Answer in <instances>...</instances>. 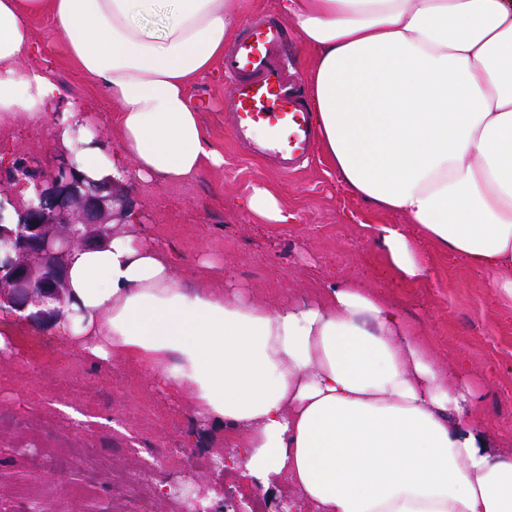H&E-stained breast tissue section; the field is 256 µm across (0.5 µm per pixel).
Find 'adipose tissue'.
I'll list each match as a JSON object with an SVG mask.
<instances>
[{"label": "adipose tissue", "instance_id": "adipose-tissue-1", "mask_svg": "<svg viewBox=\"0 0 512 512\" xmlns=\"http://www.w3.org/2000/svg\"><path fill=\"white\" fill-rule=\"evenodd\" d=\"M305 48L326 164L373 209L391 277L429 280L422 245L494 274L512 301V0H280ZM249 0H0V113L40 120L52 75L24 59L50 16L72 65L118 105L117 147L89 114L49 134L99 180L180 182L224 165L190 90ZM60 343L141 363L240 449L257 487L309 512H512V434L480 418L464 366L439 374L419 327L344 279L278 305L193 286L160 240L76 249Z\"/></svg>", "mask_w": 512, "mask_h": 512}]
</instances>
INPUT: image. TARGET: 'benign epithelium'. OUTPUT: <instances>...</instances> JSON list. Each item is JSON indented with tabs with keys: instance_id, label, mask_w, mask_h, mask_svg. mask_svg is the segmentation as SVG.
Returning <instances> with one entry per match:
<instances>
[{
	"instance_id": "7a95c632",
	"label": "benign epithelium",
	"mask_w": 512,
	"mask_h": 512,
	"mask_svg": "<svg viewBox=\"0 0 512 512\" xmlns=\"http://www.w3.org/2000/svg\"><path fill=\"white\" fill-rule=\"evenodd\" d=\"M126 197L110 181L92 182L71 163L48 187H35V198L23 206L0 200V305L21 318L47 326L58 309L55 289L65 279L72 250L111 240L102 224L107 211L122 216Z\"/></svg>"
}]
</instances>
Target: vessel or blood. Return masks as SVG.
<instances>
[{"instance_id": "obj_1", "label": "vessel or blood", "mask_w": 512, "mask_h": 512, "mask_svg": "<svg viewBox=\"0 0 512 512\" xmlns=\"http://www.w3.org/2000/svg\"><path fill=\"white\" fill-rule=\"evenodd\" d=\"M286 40L282 23L265 16L256 18L225 53L222 70L231 84L235 135L262 130L264 151L271 153L281 173L288 175L310 156L315 129L290 74Z\"/></svg>"}]
</instances>
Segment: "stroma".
I'll list each match as a JSON object with an SVG mask.
<instances>
[{
    "instance_id": "1",
    "label": "stroma",
    "mask_w": 512,
    "mask_h": 512,
    "mask_svg": "<svg viewBox=\"0 0 512 512\" xmlns=\"http://www.w3.org/2000/svg\"><path fill=\"white\" fill-rule=\"evenodd\" d=\"M40 52L30 66L49 70L59 92L36 135L26 117L8 125L0 139V189L5 174L25 165L51 185L71 159L46 130L66 112L95 119L101 148L118 137L117 107L69 62L63 36L49 17L33 21ZM221 74L201 78L191 90L210 139L224 151V166L182 183L128 182L133 232L163 240L178 269L199 259L214 267L203 288L230 285L269 302L311 297L328 277L378 284L384 257L367 224H399V215L378 214L352 198L324 164L321 153L293 175L266 159L248 157L231 135ZM265 184L293 213L289 224H259L243 202ZM430 281L389 292L430 336L443 372L465 363L476 380V403L491 432L512 429V302L498 298L487 274L434 257ZM12 337L13 352L0 359V512H175L179 497L156 496L154 482L171 486L204 482L212 512H224V493L245 497L215 466L225 452L223 434L197 417L184 394L165 397L150 375L123 358L94 366L58 349L44 327L18 323L0 312V335ZM55 366L51 376L42 360ZM105 456L131 473L140 499L125 485L97 477L94 460ZM28 482L42 494L40 507L12 498L14 484Z\"/></svg>"
}]
</instances>
